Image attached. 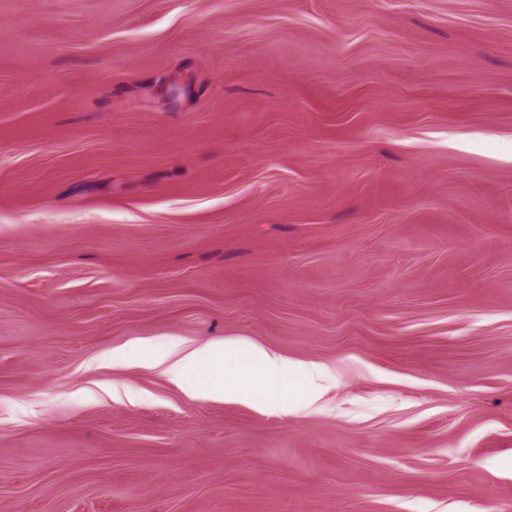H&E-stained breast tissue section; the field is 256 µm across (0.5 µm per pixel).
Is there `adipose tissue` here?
I'll return each instance as SVG.
<instances>
[{
    "label": "adipose tissue",
    "mask_w": 512,
    "mask_h": 512,
    "mask_svg": "<svg viewBox=\"0 0 512 512\" xmlns=\"http://www.w3.org/2000/svg\"><path fill=\"white\" fill-rule=\"evenodd\" d=\"M150 367L162 368L187 396L208 400H263L291 414L315 405L321 397L323 368L288 359L255 343L208 342L191 348L171 344L150 349ZM302 382L304 397H286L285 384Z\"/></svg>",
    "instance_id": "adipose-tissue-1"
}]
</instances>
